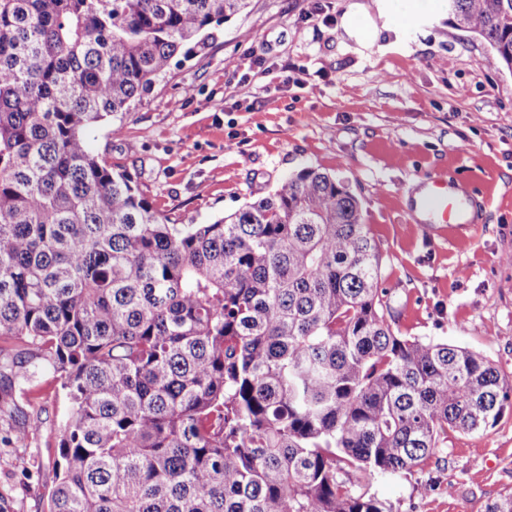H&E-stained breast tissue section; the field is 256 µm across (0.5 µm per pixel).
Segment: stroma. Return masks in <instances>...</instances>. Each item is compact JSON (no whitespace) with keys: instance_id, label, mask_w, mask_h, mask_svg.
I'll list each match as a JSON object with an SVG mask.
<instances>
[{"instance_id":"1","label":"stroma","mask_w":512,"mask_h":512,"mask_svg":"<svg viewBox=\"0 0 512 512\" xmlns=\"http://www.w3.org/2000/svg\"><path fill=\"white\" fill-rule=\"evenodd\" d=\"M354 3L366 15L349 33ZM394 7L249 0L88 143L177 224L234 212L306 166L336 175L380 247L395 332L478 351L512 381V72L449 23L447 0H402L405 21ZM435 173L477 197L475 224L420 223L413 196ZM39 388L17 408L0 379L10 512H44L56 482L64 404L52 375ZM370 491L394 512H486L512 493V408L487 432H449L420 467Z\"/></svg>"}]
</instances>
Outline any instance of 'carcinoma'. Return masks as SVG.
<instances>
[{"mask_svg":"<svg viewBox=\"0 0 512 512\" xmlns=\"http://www.w3.org/2000/svg\"><path fill=\"white\" fill-rule=\"evenodd\" d=\"M248 0H0V378L59 381L47 512H391L369 481L448 430L492 429L512 382L401 336L359 199L304 167L175 224L87 131ZM512 70V0H448Z\"/></svg>","mask_w":512,"mask_h":512,"instance_id":"1","label":"carcinoma"}]
</instances>
